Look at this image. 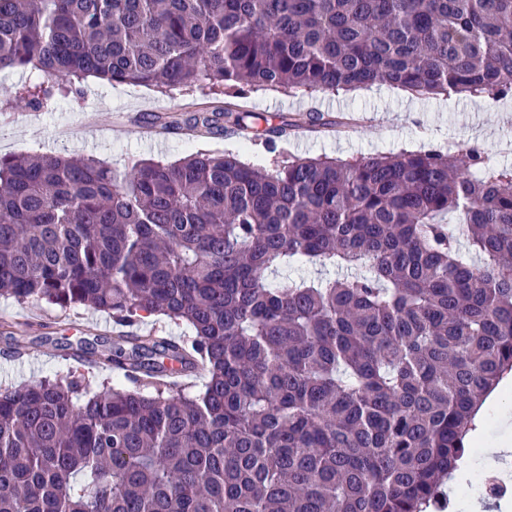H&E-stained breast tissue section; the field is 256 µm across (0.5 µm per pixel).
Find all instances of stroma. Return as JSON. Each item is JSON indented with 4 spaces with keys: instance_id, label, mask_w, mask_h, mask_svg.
Masks as SVG:
<instances>
[{
    "instance_id": "stroma-1",
    "label": "stroma",
    "mask_w": 512,
    "mask_h": 512,
    "mask_svg": "<svg viewBox=\"0 0 512 512\" xmlns=\"http://www.w3.org/2000/svg\"><path fill=\"white\" fill-rule=\"evenodd\" d=\"M40 80L35 71L0 73V155L87 154L118 173L141 159L172 163L196 152L230 151L254 165L271 160L262 142H248L233 133L202 135L176 127L152 140L140 135V127L152 125L157 117L177 118L187 103L212 101L209 88L190 96L175 87L160 93L144 86L90 80L80 101L59 98L50 108L38 111L15 107V88ZM245 104L270 117H357V125L342 136L291 132L278 148L294 157L351 160L374 153L448 150L472 144L486 150L499 166L512 168L510 99L494 104L455 97L418 99L382 85L340 94L258 91L249 93ZM115 330V322L103 312L82 306L63 310L44 301L0 297V385L18 388L78 368L99 380L113 377L110 366L79 365L69 347L80 338L109 337Z\"/></svg>"
}]
</instances>
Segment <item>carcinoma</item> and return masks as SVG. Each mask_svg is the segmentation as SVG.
<instances>
[{
    "label": "carcinoma",
    "mask_w": 512,
    "mask_h": 512,
    "mask_svg": "<svg viewBox=\"0 0 512 512\" xmlns=\"http://www.w3.org/2000/svg\"><path fill=\"white\" fill-rule=\"evenodd\" d=\"M250 91L512 97V0H0V71ZM0 156V297L187 323L119 334L83 374L0 387V512H426L512 372V169L476 147L352 162ZM355 270L275 284L282 267ZM132 330L137 334L155 332L156 336H166L175 340L192 334L191 328L185 323H174L163 316H151L142 319Z\"/></svg>",
    "instance_id": "carcinoma-1"
}]
</instances>
